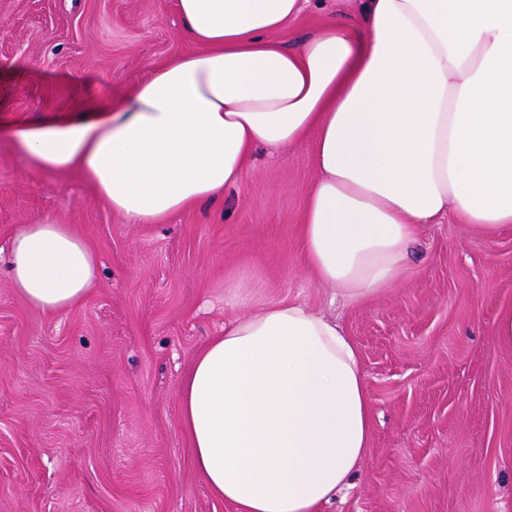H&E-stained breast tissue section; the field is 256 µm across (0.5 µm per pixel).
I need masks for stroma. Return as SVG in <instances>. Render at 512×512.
<instances>
[{
	"instance_id": "1",
	"label": "stroma",
	"mask_w": 512,
	"mask_h": 512,
	"mask_svg": "<svg viewBox=\"0 0 512 512\" xmlns=\"http://www.w3.org/2000/svg\"><path fill=\"white\" fill-rule=\"evenodd\" d=\"M177 0H0V512H234L195 469L180 385L197 352L248 313L297 300L355 344L371 435L327 512H512V228L422 225L396 287L352 304L306 266L312 139L256 151L241 182L164 224H127L74 173L42 175L5 132L111 102L192 52ZM51 216L95 249L98 280L61 313L6 273L20 225Z\"/></svg>"
}]
</instances>
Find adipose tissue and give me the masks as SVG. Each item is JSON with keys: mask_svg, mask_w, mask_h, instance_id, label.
<instances>
[{"mask_svg": "<svg viewBox=\"0 0 512 512\" xmlns=\"http://www.w3.org/2000/svg\"><path fill=\"white\" fill-rule=\"evenodd\" d=\"M309 0H177L194 52L119 105L21 123L43 174L76 172L129 224H164L241 181L256 146L313 138L303 256L359 302L399 283L421 225L452 212L512 225V0H340L300 49L279 32ZM94 249L50 217L23 225L16 293L62 312L91 293ZM197 471L235 512H322L352 487L370 433L358 351L286 299L225 325L180 387Z\"/></svg>", "mask_w": 512, "mask_h": 512, "instance_id": "adipose-tissue-1", "label": "adipose tissue"}]
</instances>
